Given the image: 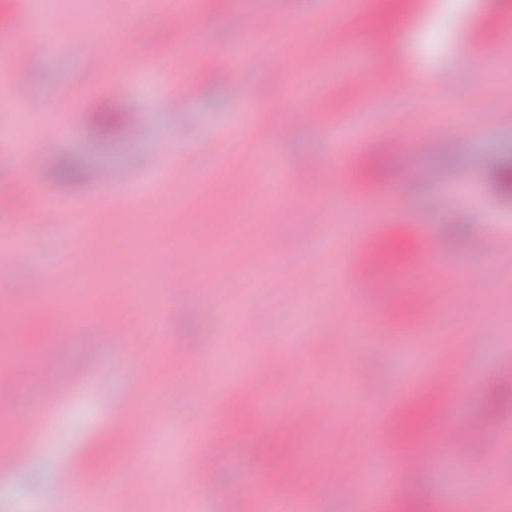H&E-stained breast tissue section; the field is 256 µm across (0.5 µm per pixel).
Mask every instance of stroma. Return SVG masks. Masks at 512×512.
Listing matches in <instances>:
<instances>
[{"mask_svg":"<svg viewBox=\"0 0 512 512\" xmlns=\"http://www.w3.org/2000/svg\"><path fill=\"white\" fill-rule=\"evenodd\" d=\"M107 36L103 48L128 57L138 77L117 86L89 47L84 0H51L49 38L61 51H33L27 36L17 45L29 61L27 97L0 83V195L12 196L34 217L35 255L9 251L10 270L0 295L29 309L50 328L30 359L58 376L64 390L52 404L38 402L36 384L21 365L0 361L11 379L18 412H39L43 421L33 445L12 450V466L0 470V512H90L107 501L109 512H258L241 499L238 486L258 473L262 491L291 467L302 482L293 497L311 512H363L359 490L340 492L312 479L314 470L342 464L363 469L361 447L379 442L393 449L403 467L416 455L398 449L394 414L354 426L305 422L288 433L260 407L273 401L313 402L330 409L341 386L366 388L381 399L425 394L423 375L436 358L460 369L467 385L435 411L418 437L435 445L440 432L457 428L474 444L467 467L438 458L413 482H389L370 512H394L419 492L438 512H469L465 496L477 495L481 512H512V408L491 413L488 395L512 377V252L492 254L486 243L512 238V197L494 178L498 160L512 155V48L478 65L464 49H477L493 28L512 29V0H371L357 11L327 13L324 0H195L177 12L144 10L128 27L129 0H100ZM294 57H308L299 70L270 67L263 54L238 64L234 56L248 37ZM368 44L369 60L392 63L402 83L397 95L361 84L343 55L345 45ZM180 92L186 104L172 114L164 99ZM41 111L27 109V99ZM274 109L279 126L266 124L260 106ZM322 113L320 124L302 111ZM101 112H128L140 121L136 136L103 131ZM466 126L470 136L452 135ZM357 143L337 166V131ZM439 139L430 153L417 139ZM28 143L25 165L15 151ZM390 149V164L377 184L358 181L357 166ZM71 159L81 175L59 177L57 165ZM118 172L133 189L127 205L114 208L113 192L100 186L101 170ZM436 173L435 181L420 177ZM293 179L283 189L280 177ZM344 187L362 210L336 204ZM71 205L75 219L104 211L90 239L77 240L60 224L41 220L51 203ZM283 221L271 224V208ZM323 213L313 231L312 210ZM206 213L207 223L174 229L176 217ZM379 219L381 235L401 228L404 247L392 266L400 281L381 290L359 289L355 306L338 301L337 268H351L356 239L337 226L357 216ZM435 239L441 271H454L484 293L445 296L438 283L411 271L421 258L420 231ZM213 244L238 278L214 287L183 256L195 234ZM177 236L178 250L167 241ZM153 240L154 260L183 289L171 304L165 350L145 349L133 359L136 307L118 308L111 291L124 278L143 239ZM101 261L83 280L86 295L101 299V317L111 319L109 338L92 342L84 321L61 298L72 270L87 250ZM321 263L327 277L308 281ZM376 317L382 340L359 353L343 343L352 308ZM304 323L299 350L285 346L292 323ZM404 336L416 352L407 361L393 340ZM199 376L195 391L185 381ZM142 389L153 423L138 444L115 440L113 427L130 391ZM216 449L211 474L194 483V457ZM144 462L138 484L125 482L132 452ZM79 477L58 486V469ZM158 486L144 495L140 484Z\"/></svg>","mask_w":512,"mask_h":512,"instance_id":"35a3bbf8","label":"stroma"}]
</instances>
